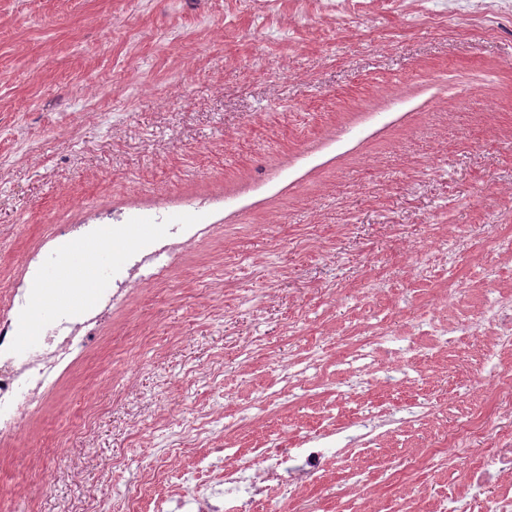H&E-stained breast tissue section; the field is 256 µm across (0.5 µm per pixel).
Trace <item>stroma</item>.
<instances>
[{
  "mask_svg": "<svg viewBox=\"0 0 512 512\" xmlns=\"http://www.w3.org/2000/svg\"><path fill=\"white\" fill-rule=\"evenodd\" d=\"M466 2L0 0V310L58 225L121 213V254L202 227L0 435V512H116L149 466L167 494L208 453L167 448L189 412H220L216 446L306 434L368 330L481 309L479 265L512 293V18L463 19ZM318 343L326 366L257 414ZM411 360L417 388L341 404L350 425L360 400L438 397L358 459L365 512H431L432 488L463 485L459 459L397 488L372 465L420 456L497 392L475 345Z\"/></svg>",
  "mask_w": 512,
  "mask_h": 512,
  "instance_id": "1",
  "label": "stroma"
}]
</instances>
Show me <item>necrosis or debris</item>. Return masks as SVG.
Here are the masks:
<instances>
[{
  "instance_id": "necrosis-or-debris-1",
  "label": "necrosis or debris",
  "mask_w": 512,
  "mask_h": 512,
  "mask_svg": "<svg viewBox=\"0 0 512 512\" xmlns=\"http://www.w3.org/2000/svg\"><path fill=\"white\" fill-rule=\"evenodd\" d=\"M159 256L156 250L127 252L111 287L101 289L98 305L114 304L126 292L159 279L165 270ZM42 274L41 266L29 267L26 287L12 291L9 308L0 315V433L19 424L22 395L37 396L73 350L91 342L96 334V311L79 316L64 313L41 327L33 349L17 352L15 321L20 313L31 309L29 288L40 282ZM480 278L487 287V300L469 325L491 349H511L512 296L501 294L494 269H483ZM386 341L385 332L378 328L353 350L352 359L360 364L359 387L372 385L380 373L388 371V364L376 358ZM497 380L504 390L496 398V416L487 419L467 412L459 414L448 428L447 439L429 448L431 459L442 461L453 453L468 469L466 488L434 493L433 512H447L452 503L459 512H512V493L503 489L505 478L512 477V366L500 367ZM341 431L336 407L331 404L325 407L318 430L293 441L271 437L246 454L225 444L223 466L200 460L196 472L186 473L177 490L153 499V512H214L212 500L217 495L224 498V512H251L252 504L263 500L271 488L285 485L298 491L306 489L317 483L328 459L342 463L358 456V449L340 443ZM213 468L219 471L215 481L198 482L197 472Z\"/></svg>"
}]
</instances>
